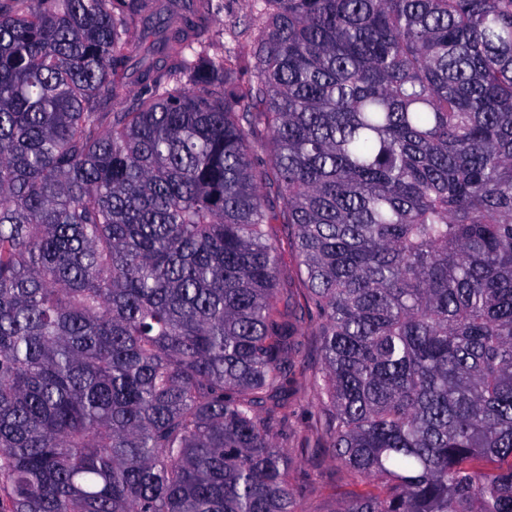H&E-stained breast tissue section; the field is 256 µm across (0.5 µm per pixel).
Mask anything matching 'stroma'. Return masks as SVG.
Here are the masks:
<instances>
[{
  "label": "stroma",
  "instance_id": "1",
  "mask_svg": "<svg viewBox=\"0 0 512 512\" xmlns=\"http://www.w3.org/2000/svg\"><path fill=\"white\" fill-rule=\"evenodd\" d=\"M214 2L215 26L224 30V44L238 52L246 51L245 38L236 39L231 35L232 30H243L246 25V0ZM268 235L278 251L277 286L288 299L287 305L282 306L281 311L295 329L304 362L289 389L288 444L293 450L294 460L291 475L303 488V512H334V492L343 488L344 478L335 464L317 448L312 437L317 418L312 404L310 380L321 365L319 338L315 334L313 323L301 314L303 274L298 254L292 244L291 229L285 224H273L268 228Z\"/></svg>",
  "mask_w": 512,
  "mask_h": 512
}]
</instances>
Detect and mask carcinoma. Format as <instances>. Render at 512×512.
<instances>
[{
	"instance_id": "1",
	"label": "carcinoma",
	"mask_w": 512,
	"mask_h": 512,
	"mask_svg": "<svg viewBox=\"0 0 512 512\" xmlns=\"http://www.w3.org/2000/svg\"><path fill=\"white\" fill-rule=\"evenodd\" d=\"M212 12L0 0V512H303L273 222L335 512H512V0ZM247 0H213L215 6V29L224 28V37L221 41L225 45L234 48L235 52H245L248 50L247 42L244 37L234 39L229 30H243L246 26ZM226 29V31H225ZM269 238L277 246L278 281L288 297L289 306H281L286 320L294 326L296 339L301 343V355L304 368H300L295 382L289 388L288 413H290V431L288 445L293 450L291 475L297 484L303 487L301 508L305 512H331L336 508V489H345L344 478L336 465L321 451L312 438L317 416H314L310 380L312 374L321 365L319 338L315 336L314 324L302 314L301 304L303 274L298 254L292 244L291 229L288 224H271ZM309 437V439H308Z\"/></svg>"
}]
</instances>
